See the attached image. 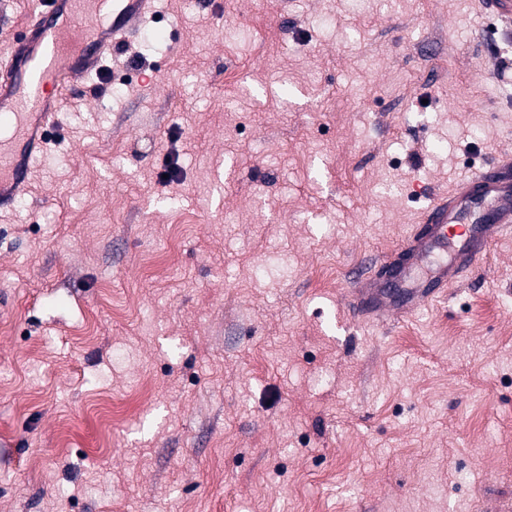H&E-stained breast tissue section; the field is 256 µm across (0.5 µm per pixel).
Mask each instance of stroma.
<instances>
[{
  "label": "stroma",
  "instance_id": "1",
  "mask_svg": "<svg viewBox=\"0 0 512 512\" xmlns=\"http://www.w3.org/2000/svg\"><path fill=\"white\" fill-rule=\"evenodd\" d=\"M506 151L477 0H152L0 205V512H505L512 235L412 318L349 296Z\"/></svg>",
  "mask_w": 512,
  "mask_h": 512
}]
</instances>
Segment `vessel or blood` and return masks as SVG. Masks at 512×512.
<instances>
[{"label":"vessel or blood","instance_id":"1","mask_svg":"<svg viewBox=\"0 0 512 512\" xmlns=\"http://www.w3.org/2000/svg\"><path fill=\"white\" fill-rule=\"evenodd\" d=\"M151 0H40L34 21L0 57V120L16 128L13 152L0 154V200L28 181L35 154L46 151L57 122L62 79L84 81L113 44L125 39ZM512 232V155L460 177L435 196L421 226L386 263V281L353 283L358 315L409 317L448 295L461 274L482 263L496 236Z\"/></svg>","mask_w":512,"mask_h":512}]
</instances>
